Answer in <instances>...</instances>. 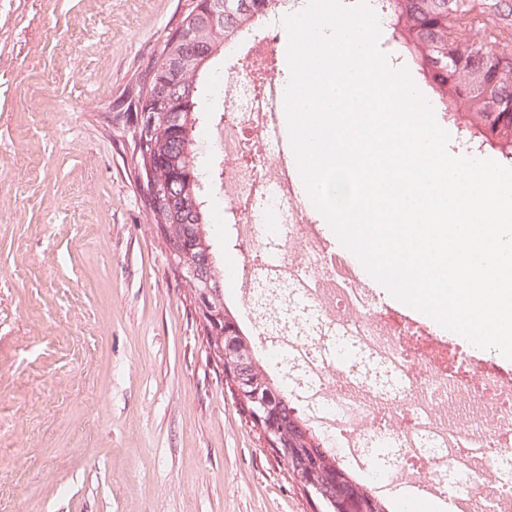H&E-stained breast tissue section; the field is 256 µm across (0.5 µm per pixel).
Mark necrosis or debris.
<instances>
[{
  "label": "necrosis or debris",
  "instance_id": "necrosis-or-debris-1",
  "mask_svg": "<svg viewBox=\"0 0 512 512\" xmlns=\"http://www.w3.org/2000/svg\"><path fill=\"white\" fill-rule=\"evenodd\" d=\"M271 52L250 41L248 71L225 79L219 136L224 191L240 211L235 234L252 254L241 306L269 370L353 475L369 470L378 437L393 444L375 495L409 490L453 512H512V480L499 472L512 456V376L458 357L328 258L295 196L291 144L274 136L286 87L268 69ZM270 222L276 232L257 236ZM340 332L382 370V383L324 357Z\"/></svg>",
  "mask_w": 512,
  "mask_h": 512
}]
</instances>
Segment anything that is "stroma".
Masks as SVG:
<instances>
[{"mask_svg": "<svg viewBox=\"0 0 512 512\" xmlns=\"http://www.w3.org/2000/svg\"><path fill=\"white\" fill-rule=\"evenodd\" d=\"M188 0H0V512H315L213 362L132 161ZM224 299L248 253L226 196Z\"/></svg>", "mask_w": 512, "mask_h": 512, "instance_id": "35a3bbf8", "label": "stroma"}]
</instances>
